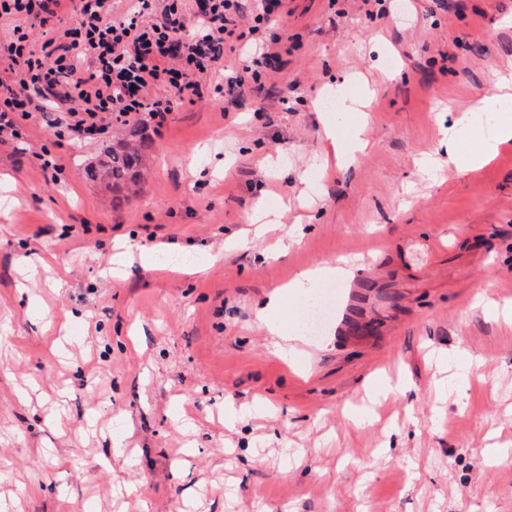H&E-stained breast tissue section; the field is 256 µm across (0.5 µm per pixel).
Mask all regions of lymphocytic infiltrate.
I'll return each mask as SVG.
<instances>
[{"label": "lymphocytic infiltrate", "instance_id": "obj_1", "mask_svg": "<svg viewBox=\"0 0 512 512\" xmlns=\"http://www.w3.org/2000/svg\"><path fill=\"white\" fill-rule=\"evenodd\" d=\"M127 2L117 15L112 0H0V19L17 22L8 75L0 77V144L21 139L37 114L61 146L144 119L159 130L171 112L202 99L197 76L223 63L225 51L241 57L225 79L224 94L234 101L254 91L267 66L281 59L280 34L262 44L252 37L278 24L287 0H260L245 28L242 0H195L189 21L183 0ZM65 9L75 24L33 50L26 21L45 26ZM158 86L167 95H156Z\"/></svg>", "mask_w": 512, "mask_h": 512}]
</instances>
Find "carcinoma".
<instances>
[{
  "label": "carcinoma",
  "instance_id": "cac0c4a2",
  "mask_svg": "<svg viewBox=\"0 0 512 512\" xmlns=\"http://www.w3.org/2000/svg\"><path fill=\"white\" fill-rule=\"evenodd\" d=\"M153 148L152 139L145 138L134 130L131 138L112 144L105 157L90 170V176L115 192L134 186Z\"/></svg>",
  "mask_w": 512,
  "mask_h": 512
}]
</instances>
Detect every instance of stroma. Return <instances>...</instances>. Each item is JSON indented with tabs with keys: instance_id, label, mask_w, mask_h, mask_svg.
Returning <instances> with one entry per match:
<instances>
[{
	"instance_id": "35a3bbf8",
	"label": "stroma",
	"mask_w": 512,
	"mask_h": 512,
	"mask_svg": "<svg viewBox=\"0 0 512 512\" xmlns=\"http://www.w3.org/2000/svg\"><path fill=\"white\" fill-rule=\"evenodd\" d=\"M280 30L300 46L235 104L201 74L137 192L113 205L85 171L121 126L59 148L34 121L0 144V493L7 512H512V326L473 305L477 287L512 301V144L481 170L419 182L436 121L494 92L512 68V0H290ZM377 94L366 113L331 112L340 138L370 145L321 179L317 100ZM61 150L45 180L36 155ZM287 204L252 222L258 194ZM301 229L286 255L270 252ZM199 252L179 275L143 252ZM360 259L352 281L320 280L277 317L298 351L267 349L256 314L298 272ZM481 366L438 370L430 350ZM404 391L370 403L361 382Z\"/></svg>"
}]
</instances>
